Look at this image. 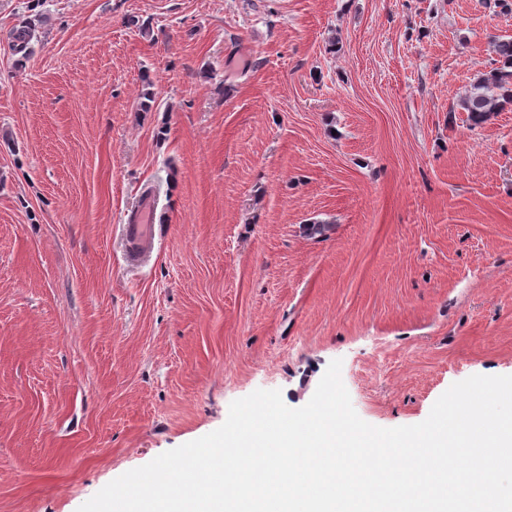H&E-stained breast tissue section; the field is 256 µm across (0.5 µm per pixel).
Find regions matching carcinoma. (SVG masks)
<instances>
[{"label":"carcinoma","instance_id":"carcinoma-1","mask_svg":"<svg viewBox=\"0 0 512 512\" xmlns=\"http://www.w3.org/2000/svg\"><path fill=\"white\" fill-rule=\"evenodd\" d=\"M494 52L497 67L478 78L458 101L459 110L468 114L473 127L512 104V39L495 41Z\"/></svg>","mask_w":512,"mask_h":512}]
</instances>
